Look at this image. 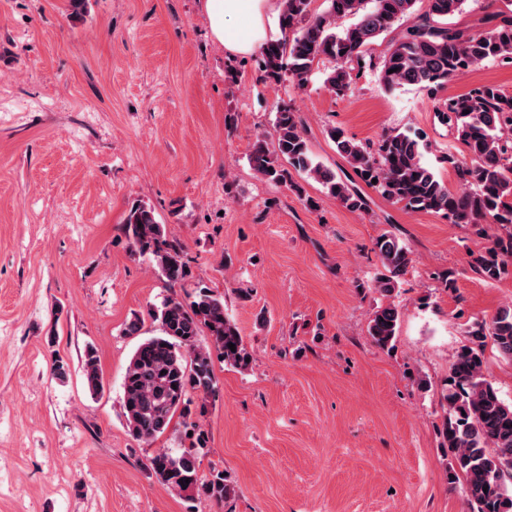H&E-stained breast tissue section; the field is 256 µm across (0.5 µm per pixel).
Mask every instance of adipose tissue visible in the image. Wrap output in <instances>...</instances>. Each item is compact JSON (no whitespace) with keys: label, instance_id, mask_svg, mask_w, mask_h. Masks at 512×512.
Instances as JSON below:
<instances>
[{"label":"adipose tissue","instance_id":"ef3b65f1","mask_svg":"<svg viewBox=\"0 0 512 512\" xmlns=\"http://www.w3.org/2000/svg\"><path fill=\"white\" fill-rule=\"evenodd\" d=\"M211 31L230 53L251 51L272 30L275 0H205Z\"/></svg>","mask_w":512,"mask_h":512}]
</instances>
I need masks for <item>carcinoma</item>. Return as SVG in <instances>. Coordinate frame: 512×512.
Instances as JSON below:
<instances>
[{
    "label": "carcinoma",
    "instance_id": "carcinoma-1",
    "mask_svg": "<svg viewBox=\"0 0 512 512\" xmlns=\"http://www.w3.org/2000/svg\"><path fill=\"white\" fill-rule=\"evenodd\" d=\"M312 0H281L279 26L283 38L260 48L259 69L274 82L288 80L302 90L319 64L331 63L324 85L337 96L353 91L354 71L377 70L387 90L417 86L430 92L444 88L460 74L486 63L512 59V0L489 15L492 24L479 31L451 27L444 20L463 13L471 0H426L415 13L417 0H326L327 8L313 14ZM351 16L354 23L338 29ZM412 25L391 43L381 62L369 48L400 21ZM448 131L466 148V155L444 157L466 190L452 191L421 161L420 138L400 130L387 131L374 147L356 142L333 128L330 136L337 153L356 176L383 198L403 208L440 213L452 224H470L479 236L485 225L496 224L502 233L492 246L472 254V268L496 281L509 273L512 258V94L484 84L443 100L438 109ZM275 138L267 144L256 139L250 154L255 174L284 183L302 195L292 173L321 183L327 193L352 212H364L368 201L349 179L314 160L303 122L291 107L277 109ZM132 252L148 256L154 270L169 287L188 276L182 261L183 245L168 234L154 210L137 202L123 225ZM384 272L373 288L388 303L376 307L367 327L373 344L394 347L400 312L391 298L412 263L411 252L396 235L386 232L374 242ZM161 334L142 340L135 348L123 382L122 409L132 438L149 445L171 427L174 417L204 416L207 399L215 393L213 358L244 372L251 353L230 318L224 296L207 286L193 299L166 297L151 312ZM209 337L203 344L200 336ZM469 344L458 350L446 381L442 435L451 453L448 481L462 480L472 512H512V404L505 402L484 372L486 341L512 361V304L500 307L490 321L476 320L467 328ZM235 349H230L229 344ZM83 382L90 395L103 391L96 349L86 346L81 358ZM200 404L191 408L190 395ZM189 445L178 453L159 450L149 458V469L168 488L193 502L205 498L227 503L236 496L233 482L222 470L199 475L200 457L208 437L197 421L188 423Z\"/></svg>",
    "mask_w": 512,
    "mask_h": 512
}]
</instances>
